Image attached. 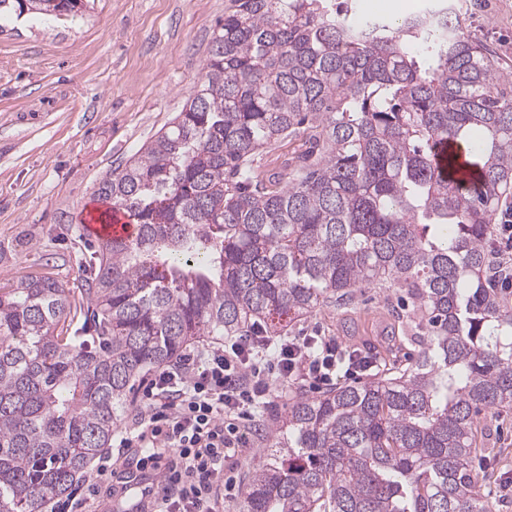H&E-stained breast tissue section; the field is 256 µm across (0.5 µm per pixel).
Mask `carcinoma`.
Returning a JSON list of instances; mask_svg holds the SVG:
<instances>
[{"instance_id":"obj_1","label":"carcinoma","mask_w":512,"mask_h":512,"mask_svg":"<svg viewBox=\"0 0 512 512\" xmlns=\"http://www.w3.org/2000/svg\"><path fill=\"white\" fill-rule=\"evenodd\" d=\"M26 2L53 16L81 0ZM295 137L288 172L260 152ZM473 145L466 180L439 146ZM512 194V79L442 2L228 0L199 88L99 182L135 226L83 265L91 336L50 277L0 288V512H48L106 447L135 385L203 336L288 326L383 281L421 314L396 377L298 394L240 512H489L478 415L512 404V308L490 249ZM426 1L428 0H356V4L360 14L397 17L421 10Z\"/></svg>"}]
</instances>
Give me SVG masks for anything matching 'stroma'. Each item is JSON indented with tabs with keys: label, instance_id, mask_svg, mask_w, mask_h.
Masks as SVG:
<instances>
[{
	"label": "stroma",
	"instance_id": "1",
	"mask_svg": "<svg viewBox=\"0 0 512 512\" xmlns=\"http://www.w3.org/2000/svg\"><path fill=\"white\" fill-rule=\"evenodd\" d=\"M227 0H83L56 16L0 15V286L31 276L63 283L85 301L79 275L97 242L81 217L106 172L164 131L194 92ZM466 33L512 76V0H458ZM397 289L370 287L324 307L291 335L326 336L405 365L419 347L394 312ZM301 381L279 387L255 420L248 447L224 461L237 485L262 461L276 414ZM487 437L473 463L491 512H512V406L480 415Z\"/></svg>",
	"mask_w": 512,
	"mask_h": 512
}]
</instances>
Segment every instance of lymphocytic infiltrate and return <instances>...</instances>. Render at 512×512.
<instances>
[{
	"mask_svg": "<svg viewBox=\"0 0 512 512\" xmlns=\"http://www.w3.org/2000/svg\"><path fill=\"white\" fill-rule=\"evenodd\" d=\"M375 359L322 336H230L154 371L133 427L116 431L119 456L160 478L145 512H217L224 501V457L248 444L253 420L277 386L332 382L337 372H370Z\"/></svg>",
	"mask_w": 512,
	"mask_h": 512,
	"instance_id": "1",
	"label": "lymphocytic infiltrate"
}]
</instances>
